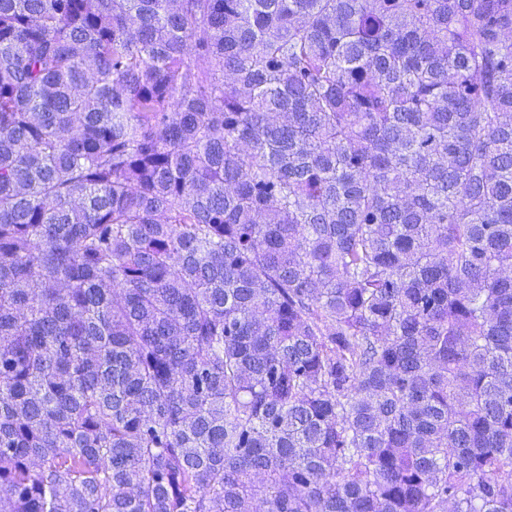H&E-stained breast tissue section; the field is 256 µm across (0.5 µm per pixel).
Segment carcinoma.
Here are the masks:
<instances>
[{"label":"carcinoma","instance_id":"obj_1","mask_svg":"<svg viewBox=\"0 0 512 512\" xmlns=\"http://www.w3.org/2000/svg\"><path fill=\"white\" fill-rule=\"evenodd\" d=\"M0 512H512V0H0Z\"/></svg>","mask_w":512,"mask_h":512}]
</instances>
